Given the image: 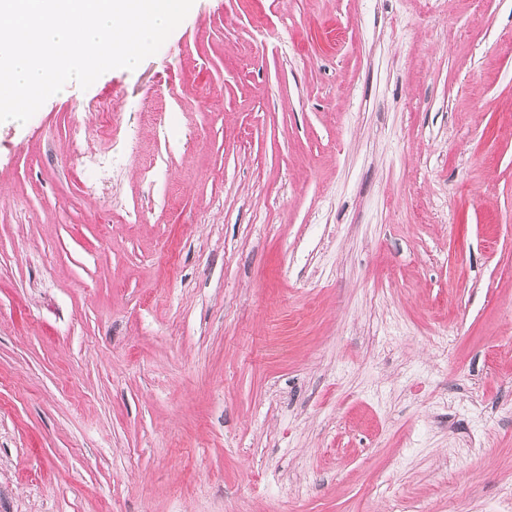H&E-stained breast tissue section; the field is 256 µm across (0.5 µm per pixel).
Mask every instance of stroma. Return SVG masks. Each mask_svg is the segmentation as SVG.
Instances as JSON below:
<instances>
[{
	"label": "stroma",
	"instance_id": "35a3bbf8",
	"mask_svg": "<svg viewBox=\"0 0 512 512\" xmlns=\"http://www.w3.org/2000/svg\"><path fill=\"white\" fill-rule=\"evenodd\" d=\"M0 512H512V0H194L0 123ZM97 111L100 115L96 135L103 142L104 147L97 152L72 151L69 154V168L77 190L86 196H103L109 190L110 177H103L98 181L86 180L85 173L91 166L102 167L105 171L111 168L115 152L118 148L112 138L117 136L119 116L112 113V109L104 104H99Z\"/></svg>",
	"mask_w": 512,
	"mask_h": 512
}]
</instances>
